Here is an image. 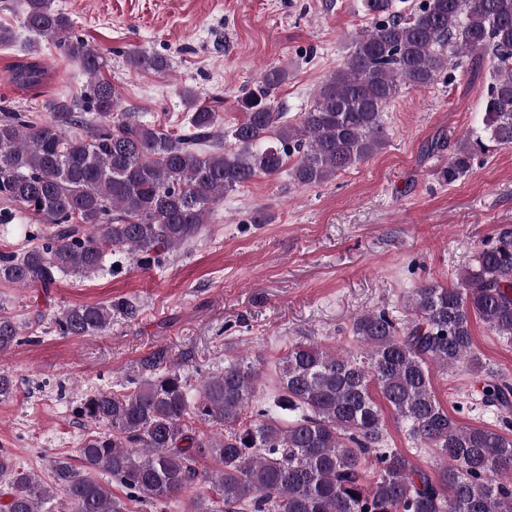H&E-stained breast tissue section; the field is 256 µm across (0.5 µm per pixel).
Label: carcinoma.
I'll list each match as a JSON object with an SVG mask.
<instances>
[{
	"label": "carcinoma",
	"instance_id": "cac0c4a2",
	"mask_svg": "<svg viewBox=\"0 0 512 512\" xmlns=\"http://www.w3.org/2000/svg\"><path fill=\"white\" fill-rule=\"evenodd\" d=\"M25 4L21 27L78 62L90 88L51 102L47 121L0 111V201L49 225L40 246L0 254V282L48 288L61 275L94 276L105 271L109 251L148 266L198 239L224 196L258 175L286 168L295 184L312 186L368 160L387 145L384 110L400 93L486 57L491 83L481 125L456 141L442 177L465 176L485 138L512 147V0H422L407 14L394 0H364L370 26L298 122L273 105L288 80L287 70L274 67L237 99L242 118L223 133L215 106L184 90L189 136L117 111L102 77L107 59L72 35L53 0ZM127 63L154 73L171 68L167 57L142 51ZM42 77L36 62L10 74L27 88ZM79 127L86 135L72 134ZM406 307L404 323L384 310L354 318L362 358L291 344L268 397L244 358L197 388L171 363L130 391L89 393L79 414L105 430L81 443V468L57 461L48 487L1 454L0 512H129L128 499L161 505L201 483L211 493L197 496L192 512H512V437L458 424L431 382L433 366L485 373L473 350L474 317L512 343V226L500 228L456 282L425 283ZM114 312L133 319L139 308L128 299L71 306L55 323L64 336H90ZM19 336L14 319L0 313V354ZM373 385L412 442L436 456L433 470L386 447ZM481 404L512 412V384L488 373ZM193 419L218 433H199ZM202 458L216 468L199 470ZM113 479L126 498L112 493Z\"/></svg>",
	"mask_w": 512,
	"mask_h": 512
}]
</instances>
